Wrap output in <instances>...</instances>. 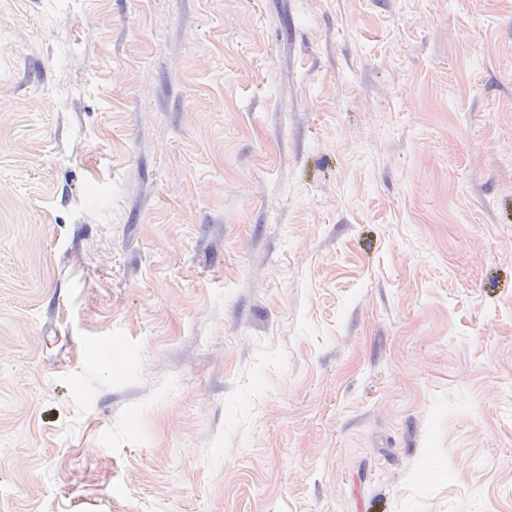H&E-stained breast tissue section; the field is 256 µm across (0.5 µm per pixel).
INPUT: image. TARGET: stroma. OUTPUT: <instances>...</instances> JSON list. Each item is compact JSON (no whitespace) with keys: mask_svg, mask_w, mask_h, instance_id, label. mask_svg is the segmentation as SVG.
I'll list each match as a JSON object with an SVG mask.
<instances>
[{"mask_svg":"<svg viewBox=\"0 0 512 512\" xmlns=\"http://www.w3.org/2000/svg\"><path fill=\"white\" fill-rule=\"evenodd\" d=\"M0 512H512V0H0Z\"/></svg>","mask_w":512,"mask_h":512,"instance_id":"obj_1","label":"stroma"}]
</instances>
